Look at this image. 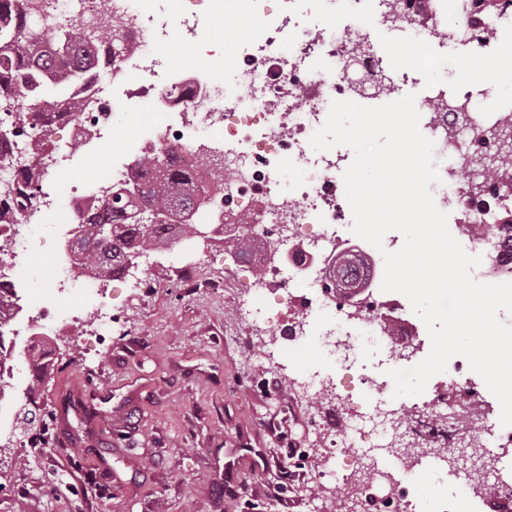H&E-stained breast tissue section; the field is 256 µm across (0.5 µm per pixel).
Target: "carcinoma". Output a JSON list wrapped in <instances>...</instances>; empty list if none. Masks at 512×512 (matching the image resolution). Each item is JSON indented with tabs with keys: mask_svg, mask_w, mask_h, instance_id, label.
<instances>
[{
	"mask_svg": "<svg viewBox=\"0 0 512 512\" xmlns=\"http://www.w3.org/2000/svg\"><path fill=\"white\" fill-rule=\"evenodd\" d=\"M34 0H0V112L21 115L35 111L87 112L93 101L73 93V86L91 61V44L108 43L119 34L120 25L100 28L65 30L56 35L54 44L44 49L38 40L20 30L17 21L33 10ZM498 152L512 157V124L498 134ZM137 167L154 172L145 182L137 183L139 192L127 197L120 189L102 190L98 215L79 218L81 235L75 247L76 267L86 274L110 279L118 274L124 261L136 249L160 244L159 237L169 244L184 237L196 236L195 224H153L144 226L140 217L147 213L149 202L157 197L165 200L167 209L183 215L196 208L202 179L216 183L224 175L214 170L206 154L196 157L189 169L167 170L157 164V155L140 159ZM111 230L109 238L102 229Z\"/></svg>",
	"mask_w": 512,
	"mask_h": 512,
	"instance_id": "obj_1",
	"label": "carcinoma"
}]
</instances>
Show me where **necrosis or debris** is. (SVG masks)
Instances as JSON below:
<instances>
[{"label": "necrosis or debris", "mask_w": 512, "mask_h": 512, "mask_svg": "<svg viewBox=\"0 0 512 512\" xmlns=\"http://www.w3.org/2000/svg\"><path fill=\"white\" fill-rule=\"evenodd\" d=\"M160 0H37L27 29L49 40L62 29L118 20L120 35L134 46L113 56L111 46L98 51L87 71L90 96L99 109L57 118L69 142L99 136L112 123L110 86H124L128 98L150 105L152 122L141 124L131 160L116 161L107 171L109 186L129 183L132 159L167 147L190 167L207 141H224V184L211 187L207 208L224 218L240 236L264 242V252L236 258L234 274L241 290L238 318L246 323L277 324L285 340L320 337L331 351L345 347V323L356 319L365 345L382 347L394 331L405 329L396 305L381 289L384 260L364 241L342 232L353 217L342 174L349 156L341 149L313 151L311 135L325 122L335 100L362 105L391 101L409 79L395 65L407 48L419 53L431 89L415 105L424 134L435 143L439 183L431 187L438 208L451 213L459 241L481 256L474 274L497 283L512 282V164L499 177L476 171L474 159L496 153L497 132L512 110L493 113L473 103L468 77L457 76L454 89L439 82L447 59L440 50L450 42L469 55L512 62V0H496L481 11L474 0H251L255 25L239 47V63L226 68L222 49L208 34L199 7L203 0H182L178 30L157 13ZM182 39L194 47L192 65L159 76L157 48ZM63 142L50 139L47 152L32 151L28 139L0 141V185L17 182L23 168L39 169L45 154L67 159ZM95 182L73 174L65 203L41 191L32 199L14 196L26 225L0 224V334L23 352L41 341H65L75 328L95 340L112 331V305L99 299L91 318L62 315L59 296L91 295L96 279L79 275L72 259L56 262L53 283L39 297L28 294L16 274V257L30 251L45 224L70 222L90 212L98 201ZM345 253L358 257L361 284L351 291L335 288L331 272ZM263 268L262 281L252 271ZM263 286L265 309L254 306L255 288ZM364 377L346 372L336 387L346 398L341 427L334 432L321 465L312 449L294 451L297 469L319 471L327 483L353 485L367 512H421L415 490L391 483L385 470L396 462L418 465L451 442L460 428L447 390L432 400L422 427L407 425L384 399L364 405ZM455 468L463 493L481 487L492 500L512 499V482L486 465H460L456 453L444 455Z\"/></svg>", "instance_id": "necrosis-or-debris-1"}]
</instances>
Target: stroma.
<instances>
[{
	"label": "stroma",
	"mask_w": 512,
	"mask_h": 512,
	"mask_svg": "<svg viewBox=\"0 0 512 512\" xmlns=\"http://www.w3.org/2000/svg\"><path fill=\"white\" fill-rule=\"evenodd\" d=\"M206 9L224 65L234 67L255 22L250 0H208ZM136 109L114 112L105 142L71 145L52 191H66L74 168L104 177L139 133ZM50 248L39 242L19 257L31 293L53 279ZM230 265L215 241L194 280H181L163 255L145 271L143 294L109 282L110 338L59 343L51 371L32 385L41 405L26 427L33 445L0 484V512H361L348 487L319 489L288 454L295 442L323 451L317 424L336 419L345 401L296 388L310 369L334 377L340 359L315 339L283 342L275 326L239 322ZM394 478L414 483L427 512L454 490L420 467Z\"/></svg>",
	"instance_id": "obj_1"
}]
</instances>
